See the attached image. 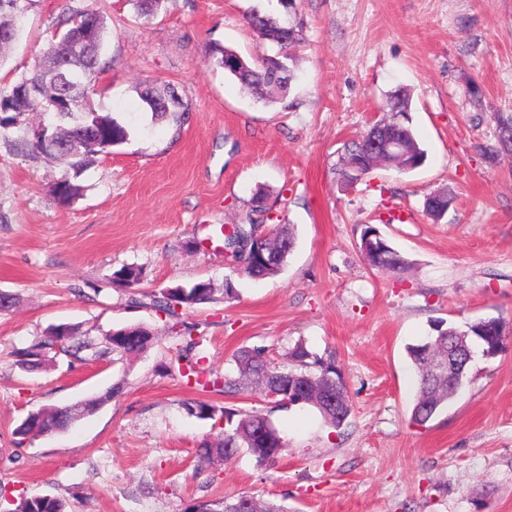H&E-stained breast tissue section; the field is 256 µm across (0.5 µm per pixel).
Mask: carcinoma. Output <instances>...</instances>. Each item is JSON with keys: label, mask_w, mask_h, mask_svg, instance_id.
I'll list each match as a JSON object with an SVG mask.
<instances>
[{"label": "carcinoma", "mask_w": 512, "mask_h": 512, "mask_svg": "<svg viewBox=\"0 0 512 512\" xmlns=\"http://www.w3.org/2000/svg\"><path fill=\"white\" fill-rule=\"evenodd\" d=\"M32 0H19L17 9H0V26L11 28L13 38H18L23 20ZM138 17H154L162 9L164 0H130ZM100 22L98 42L89 57L82 62L83 82L79 92L69 95V101L61 100L65 91L59 87H49L29 101L21 98L25 84L37 82L42 77L45 61L52 57L57 42L63 37L80 39L85 24L91 17ZM249 24L257 31L261 40L278 48L273 55H266L256 63H251L239 53L219 43H213L206 50L209 64L221 68L239 83L249 88L258 99L272 102L286 97L292 86L293 70L290 62L294 60L290 50L301 41V31L294 25H286L280 17L258 8L251 9ZM67 28L53 34L33 67L18 76L11 87L0 90V139L26 155H44L61 161L66 172L62 177L61 190L56 192L57 200L63 204L74 195L69 193V173L79 175L90 167L103 153L124 144L129 138L128 129L109 114L95 111L90 98L96 94L101 75L107 69L102 60L105 38L108 33L106 19L99 13L88 10H73L66 18ZM140 99L152 119L171 120L176 128L183 127L190 117L191 107L181 99L162 97L157 87L149 86L140 92ZM408 93L399 88L388 101V107L398 110L402 118L397 123H389L395 135L404 138L407 143V156L400 162L389 159L380 162L367 153L363 140L347 146L342 154L338 175L346 183H354L382 164L392 165L400 171L407 166H419L425 160V151L417 141L409 115ZM39 113L54 123L66 126L57 132L64 140V146L50 153L32 132L17 137L15 132L25 121L26 116ZM484 153L492 161L512 155V143L497 135L496 143L485 147ZM448 193L438 191L430 194L425 201V210L433 218L441 217L448 209ZM377 230L365 226L360 238V251L366 264L372 268L397 271L405 267V259L383 238L376 236ZM377 243L374 248L365 245L366 239ZM294 237L285 226L271 229L264 235L255 234V223L235 224L231 234L224 236V248L239 257L238 247L248 249V265L240 273L252 279H263L278 274L287 262L294 248ZM143 271L136 266H125L116 271L112 283L132 287L142 279ZM215 301V289L208 282H198L190 287L182 285L167 288L153 300L156 311L165 317L174 319L179 316L178 309ZM434 334L417 344L407 347V353L418 374V389L413 404L412 419L425 424L435 417L448 404L453 392L448 390V380L437 377L430 370V364L437 356L445 353L444 340L455 334L458 328L445 325L440 321L433 325ZM194 328L183 325L181 337L184 345L176 348L167 369L175 370L181 376L200 373L201 358L194 357L199 341L193 338ZM469 339L479 344L483 350L502 352L505 348L506 326L488 329L479 322L467 327ZM153 336L142 326H130L116 329L99 340L95 337H77L75 328L51 327L48 334L27 348L16 351L17 365L24 371L41 368L53 351H63L78 359L99 361L114 356L128 357L144 352ZM288 366L273 364L263 349L242 350L234 357L238 376H224V391L235 392L249 384L256 385L268 403L279 406L309 404L318 409L322 417L335 428H340L351 413L348 388L345 381L338 378L336 357L328 354L321 357L306 347L305 343L296 344L287 353ZM333 389L337 391L340 404L335 408L318 405L314 396L317 393ZM187 414L200 420L224 422V437L217 443L204 439L199 443L197 455L204 462H227L241 449L251 453L257 463H273L288 448V440L266 417L256 411H241L230 408L219 409L205 401L185 403ZM29 421L17 426L14 434L23 441L33 433L49 435L61 427L62 420L54 408H43L28 414ZM286 512L284 508L270 501L241 494L227 496L222 500L198 501L190 504L185 512ZM14 512H66L65 502L54 495L46 494L23 498Z\"/></svg>", "instance_id": "obj_1"}]
</instances>
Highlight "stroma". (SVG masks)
<instances>
[{
	"instance_id": "stroma-1",
	"label": "stroma",
	"mask_w": 512,
	"mask_h": 512,
	"mask_svg": "<svg viewBox=\"0 0 512 512\" xmlns=\"http://www.w3.org/2000/svg\"><path fill=\"white\" fill-rule=\"evenodd\" d=\"M257 2L280 9L166 0L147 19L128 0H33L0 58L5 88L70 11L100 12L108 68L92 103L130 130L78 176L83 191L67 206L52 192L62 165L0 141V291L15 297L0 313V484L13 501L64 498L68 512H184L237 494L289 512H512V341L491 358L474 353L458 395L422 426L411 419L417 375L406 353L438 320L463 329L499 318L512 329V157L492 165L482 152L498 114L512 113V0H297L294 81L271 105L205 57L211 43L251 61L271 53L245 19ZM146 80L188 101L189 123L152 122L138 94ZM400 87L423 165L341 181L345 144ZM259 191L272 214L263 229L289 225L295 246L279 274L253 280L225 258L222 229L246 223ZM434 191L452 199L437 221L424 209ZM367 224L404 270L364 263ZM125 265L142 269L137 286L113 284ZM196 282L237 291L181 311L205 373L235 374L243 349L265 348L281 365L299 342L335 353L346 423L332 427L308 405L272 407L253 386L228 394L162 374L176 340L151 299ZM59 324L99 339L141 325L154 339L121 360L54 353L21 371L14 351ZM191 399L262 411L287 452L268 465L244 450L199 461V442L222 429L188 415ZM91 400L98 409L66 430L17 443L29 413Z\"/></svg>"
}]
</instances>
